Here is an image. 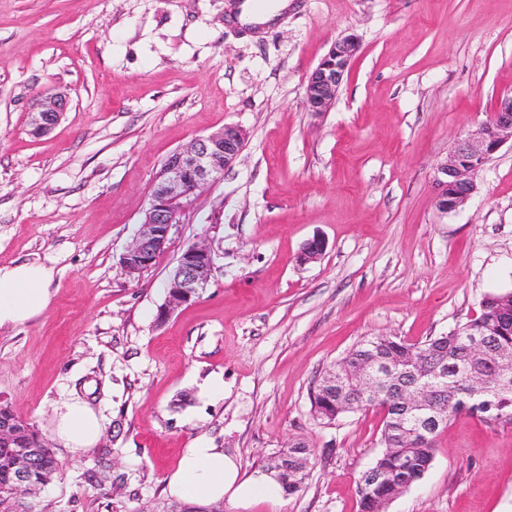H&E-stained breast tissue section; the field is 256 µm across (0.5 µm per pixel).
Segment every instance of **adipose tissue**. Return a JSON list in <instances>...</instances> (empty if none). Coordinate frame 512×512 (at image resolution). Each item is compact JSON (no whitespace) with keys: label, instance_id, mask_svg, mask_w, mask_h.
Returning a JSON list of instances; mask_svg holds the SVG:
<instances>
[{"label":"adipose tissue","instance_id":"ef3b65f1","mask_svg":"<svg viewBox=\"0 0 512 512\" xmlns=\"http://www.w3.org/2000/svg\"><path fill=\"white\" fill-rule=\"evenodd\" d=\"M52 280V269L40 263L0 265V329L43 314L51 304ZM54 433L72 452H85L98 444L103 424L88 404L69 400L56 411ZM167 487L170 495L187 503L225 500L243 512L259 502L275 510L283 501V491L274 479L260 471L241 473L235 459L215 448H187Z\"/></svg>","mask_w":512,"mask_h":512}]
</instances>
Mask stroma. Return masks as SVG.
I'll use <instances>...</instances> for the list:
<instances>
[{
  "mask_svg": "<svg viewBox=\"0 0 512 512\" xmlns=\"http://www.w3.org/2000/svg\"><path fill=\"white\" fill-rule=\"evenodd\" d=\"M234 2L0 0V264L54 271L49 308L0 329V402L63 465L33 512H169L186 448L249 474L297 438L313 468L279 512H359L383 415L321 423L313 386L363 339L448 333L512 289V147L465 206L434 202L456 141L512 92V0H291L257 32L228 23ZM349 35L359 49L334 106L309 112L307 75ZM47 90L68 109L35 138ZM227 125L246 134L241 156L129 273L120 257L164 161ZM316 236L324 254L300 262ZM200 239L215 255L205 291L158 321ZM72 398L104 423L83 453L54 433ZM103 461L100 486L88 476ZM385 512H512V421L452 420Z\"/></svg>",
  "mask_w": 512,
  "mask_h": 512,
  "instance_id": "1",
  "label": "stroma"
}]
</instances>
